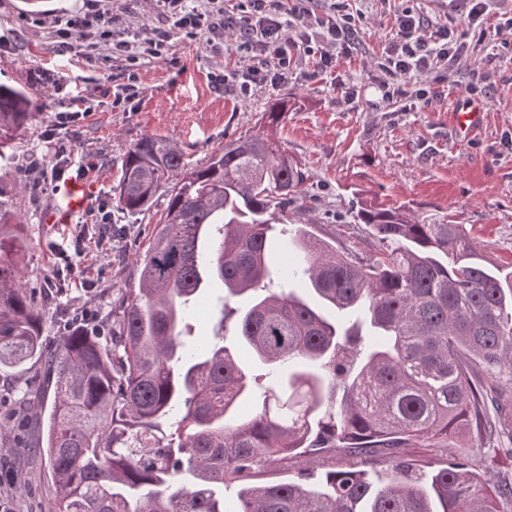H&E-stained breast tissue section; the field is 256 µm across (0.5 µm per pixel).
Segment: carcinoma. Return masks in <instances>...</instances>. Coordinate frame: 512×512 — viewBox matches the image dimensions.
I'll use <instances>...</instances> for the list:
<instances>
[{
	"instance_id": "obj_1",
	"label": "carcinoma",
	"mask_w": 512,
	"mask_h": 512,
	"mask_svg": "<svg viewBox=\"0 0 512 512\" xmlns=\"http://www.w3.org/2000/svg\"><path fill=\"white\" fill-rule=\"evenodd\" d=\"M33 106V91L0 84V160ZM287 112L288 98L273 101L257 132L202 166L157 136L127 150L118 206L147 212L162 188L166 206L138 287L112 303L108 339L72 331L44 349L15 260L26 247L16 199L36 183L0 181V368H49L52 396L19 401L51 472L49 512H512V473L500 469L512 462V274L463 225L404 207L360 203L374 240L365 254L286 223L308 181L275 135ZM279 249L297 252L285 274ZM204 272L226 303L253 294L235 336L267 372L249 375L224 344L188 342ZM256 389L253 411L226 421ZM175 415L179 432L157 436ZM462 427L478 465L460 456L425 479L399 457L420 441L447 451ZM362 456L384 474L360 468ZM271 469L298 479L263 480Z\"/></svg>"
}]
</instances>
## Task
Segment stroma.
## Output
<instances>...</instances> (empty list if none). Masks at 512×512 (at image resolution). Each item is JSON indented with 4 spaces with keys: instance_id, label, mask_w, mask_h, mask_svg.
Instances as JSON below:
<instances>
[{
    "instance_id": "obj_1",
    "label": "stroma",
    "mask_w": 512,
    "mask_h": 512,
    "mask_svg": "<svg viewBox=\"0 0 512 512\" xmlns=\"http://www.w3.org/2000/svg\"><path fill=\"white\" fill-rule=\"evenodd\" d=\"M347 2L358 32L353 56L318 75L311 57L297 53L287 82L256 86L244 95L242 54L233 33L211 43L202 36L178 40L157 57L144 51L140 29L161 26L163 11L148 9L144 0H47L40 13L25 0H0V83L32 88L36 98L31 120L14 136L11 160L0 161V180L11 181L21 170L39 179L37 194L22 196L19 205L26 239L22 267L45 314L46 349H54L72 318L85 311L94 316V328L107 333L113 300L138 285L136 255L164 203L134 216L117 210L112 188L128 148L152 134L177 143L190 163L203 164L225 142L255 131L268 103L284 96L291 106L277 137L309 175L302 206L316 235L365 251L369 238L355 218L357 201L406 204L436 222L464 225L502 273L512 272V42L466 30L473 53L449 69L447 96L429 103L415 97L387 102L373 77L398 13L410 8L425 22L451 26L457 15L448 0ZM108 8L128 23L130 58H113L104 45L91 63L78 52L59 55L55 19ZM475 69L491 90L481 125L465 134L451 114ZM132 72L139 78V98L113 105ZM219 73L227 77L220 87L213 81ZM59 112L71 113L70 122L55 125ZM49 131L69 144L75 160L92 165L90 208L111 211L121 230L110 252L90 249L84 279L68 280L60 292L53 287L55 247L66 244L74 227L43 221L61 199L48 186ZM42 384L37 361L0 371V505L6 512L48 510L50 472L32 461L16 421L19 392H38Z\"/></svg>"
}]
</instances>
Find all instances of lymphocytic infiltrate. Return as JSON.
<instances>
[{
  "label": "lymphocytic infiltrate",
  "instance_id": "obj_1",
  "mask_svg": "<svg viewBox=\"0 0 512 512\" xmlns=\"http://www.w3.org/2000/svg\"><path fill=\"white\" fill-rule=\"evenodd\" d=\"M170 22L168 29L150 30L145 43L153 55L169 49L173 39H193L207 33L211 39H223L225 30L239 32V49L250 64L241 83L243 91L253 85L286 81L293 57L303 49L318 60L317 70L327 73L335 69L339 55L351 54L355 48L356 30L343 4H336L334 17L315 19L313 10L303 0L285 6L283 0H239L235 10L224 7V0H207L209 7L199 10L192 0H157ZM296 18L302 32L299 39H290L288 20ZM118 17L112 11H98L58 19L62 52L72 51L75 39L96 36L112 43L117 55L129 53V42L114 37ZM467 53V47L456 27L428 28L424 20L411 10L397 17L396 33L385 47L378 64L375 82L387 98L406 96L408 88H416L419 97L430 92L418 85L421 76L447 72Z\"/></svg>",
  "mask_w": 512,
  "mask_h": 512
}]
</instances>
